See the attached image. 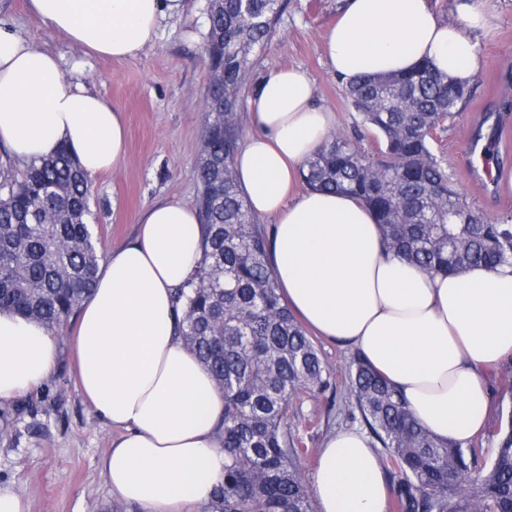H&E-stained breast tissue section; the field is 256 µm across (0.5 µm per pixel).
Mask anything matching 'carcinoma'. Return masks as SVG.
<instances>
[{
	"instance_id": "cac0c4a2",
	"label": "carcinoma",
	"mask_w": 512,
	"mask_h": 512,
	"mask_svg": "<svg viewBox=\"0 0 512 512\" xmlns=\"http://www.w3.org/2000/svg\"><path fill=\"white\" fill-rule=\"evenodd\" d=\"M285 0H224L208 9L206 43L224 41V88L209 82L197 171L201 261L178 297L181 335L224 393V483L211 512H315L288 424L289 403L328 386L329 370L312 337L284 303L269 268V241L234 172L241 135L239 94L250 55L271 36ZM468 85L422 63L388 76H364L346 96L377 134L367 156L342 134L305 164L312 189L366 202L389 248L429 274L473 266L512 267V213L485 219L448 186L432 151L433 133L458 111ZM224 95V113L212 101ZM505 105L488 110L472 137ZM91 177L62 149L26 165L21 177L0 173V311L46 324L58 334L98 267L91 215ZM349 413L384 449L382 470L393 482L395 512H512V412L489 441L464 447L441 442L416 423L401 394L354 353Z\"/></svg>"
}]
</instances>
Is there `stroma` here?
Returning a JSON list of instances; mask_svg holds the SVG:
<instances>
[{
    "label": "stroma",
    "mask_w": 512,
    "mask_h": 512,
    "mask_svg": "<svg viewBox=\"0 0 512 512\" xmlns=\"http://www.w3.org/2000/svg\"><path fill=\"white\" fill-rule=\"evenodd\" d=\"M345 0H288L265 46L251 56L249 80L269 71L305 70L318 89V102L336 115V130L360 149L374 151V132L366 130L345 94V85L327 65L324 50L329 27ZM208 0H187L182 16L163 20L156 43L133 59L84 55L63 36L32 16L26 0H0V21L21 31L29 43L56 55L66 79L82 81L118 106L127 129V150L119 167L92 179L90 208L100 240L99 256L133 241L134 218L154 204L194 203L197 165L208 114L204 98L209 73L204 60ZM491 29L476 31L480 68L469 84L470 96L435 134L433 150L451 187L488 219L512 209V191H481L466 172L467 140L484 112L500 95L512 96L498 77L512 68V0H489ZM74 325L58 337L59 362L41 386L0 403V488L20 491L30 512H140L112 499L100 462L117 430L99 418L76 387L72 339ZM334 387L304 394L289 406L288 422L302 451L297 463L311 480L317 450L333 430L351 426L336 397L346 396L350 352L316 339ZM490 429L512 411V361L489 378Z\"/></svg>",
    "instance_id": "35a3bbf8"
}]
</instances>
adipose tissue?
Segmentation results:
<instances>
[{"instance_id": "1", "label": "adipose tissue", "mask_w": 512, "mask_h": 512, "mask_svg": "<svg viewBox=\"0 0 512 512\" xmlns=\"http://www.w3.org/2000/svg\"><path fill=\"white\" fill-rule=\"evenodd\" d=\"M29 12L85 54L124 60L153 46L184 0H27ZM461 24L427 0H347L326 36L329 70L350 82L427 62L460 82L479 69L472 33L485 0H458ZM297 68L275 70L250 91L256 126L239 145L236 178L256 216L276 227L269 262L281 293L318 336L358 352L403 394L440 440L485 430L486 375L512 357V271L473 267L430 275L390 252L373 210L341 193L290 196L305 160L326 140L332 112ZM119 109L65 79L57 58L0 24V144L29 163L67 147L94 175L126 153ZM137 238L113 250L76 316L78 389L120 437L102 459L116 501L143 512H190L224 481L216 426L224 396L177 333L176 293L201 253L195 208L159 203L137 218ZM58 357L41 322L0 312V403L40 386ZM391 492L367 435L330 434L311 496L317 512H386Z\"/></svg>"}]
</instances>
